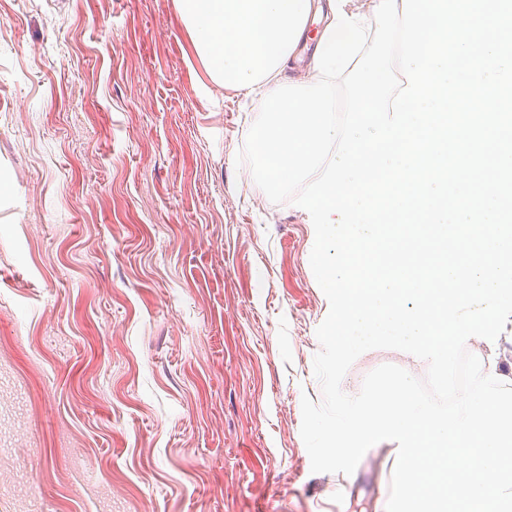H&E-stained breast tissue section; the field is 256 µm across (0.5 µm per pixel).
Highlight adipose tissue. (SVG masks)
Returning a JSON list of instances; mask_svg holds the SVG:
<instances>
[{
	"label": "adipose tissue",
	"instance_id": "obj_1",
	"mask_svg": "<svg viewBox=\"0 0 512 512\" xmlns=\"http://www.w3.org/2000/svg\"><path fill=\"white\" fill-rule=\"evenodd\" d=\"M196 57L211 81L260 97L272 118L257 129L262 167L274 187L318 178L325 167L335 84L323 76L348 67L362 44L363 13L348 0H174ZM320 23L314 71L304 87H289L285 70L297 61L303 36Z\"/></svg>",
	"mask_w": 512,
	"mask_h": 512
}]
</instances>
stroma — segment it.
Wrapping results in <instances>:
<instances>
[{
  "label": "stroma",
  "mask_w": 512,
  "mask_h": 512,
  "mask_svg": "<svg viewBox=\"0 0 512 512\" xmlns=\"http://www.w3.org/2000/svg\"><path fill=\"white\" fill-rule=\"evenodd\" d=\"M173 0H0V512H385L397 454L315 473L312 225L237 154ZM427 363L374 349L344 376Z\"/></svg>",
  "instance_id": "stroma-1"
}]
</instances>
